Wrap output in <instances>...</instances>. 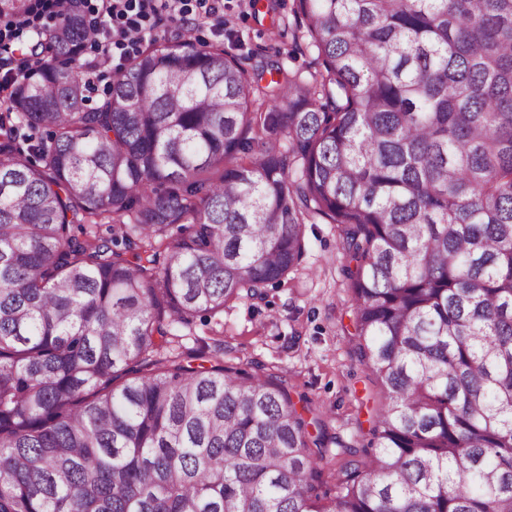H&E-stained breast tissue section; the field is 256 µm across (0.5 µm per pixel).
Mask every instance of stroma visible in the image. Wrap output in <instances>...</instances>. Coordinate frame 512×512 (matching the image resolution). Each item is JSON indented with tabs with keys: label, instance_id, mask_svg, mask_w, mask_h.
<instances>
[{
	"label": "stroma",
	"instance_id": "35a3bbf8",
	"mask_svg": "<svg viewBox=\"0 0 512 512\" xmlns=\"http://www.w3.org/2000/svg\"><path fill=\"white\" fill-rule=\"evenodd\" d=\"M224 28L186 29L161 20L157 40L222 42L246 65L280 61L289 72L313 69L293 15L294 0H256L238 8L224 0ZM306 251L297 271L268 286L264 298L234 303L219 319H196L182 329V343L204 348V365L220 363L239 371L278 376L293 403L324 431L317 467L324 485L334 483L340 464L372 439L373 417L383 400L359 357L351 313L352 294L343 273L345 257L335 225L314 218L305 229ZM222 354H215V346Z\"/></svg>",
	"mask_w": 512,
	"mask_h": 512
}]
</instances>
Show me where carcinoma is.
<instances>
[{
  "label": "carcinoma",
  "instance_id": "obj_1",
  "mask_svg": "<svg viewBox=\"0 0 512 512\" xmlns=\"http://www.w3.org/2000/svg\"><path fill=\"white\" fill-rule=\"evenodd\" d=\"M294 2L304 77L151 41L90 108L78 0L30 46L0 112V512H512V0ZM313 216L385 399L332 497L282 384L174 348L293 272Z\"/></svg>",
  "mask_w": 512,
  "mask_h": 512
}]
</instances>
